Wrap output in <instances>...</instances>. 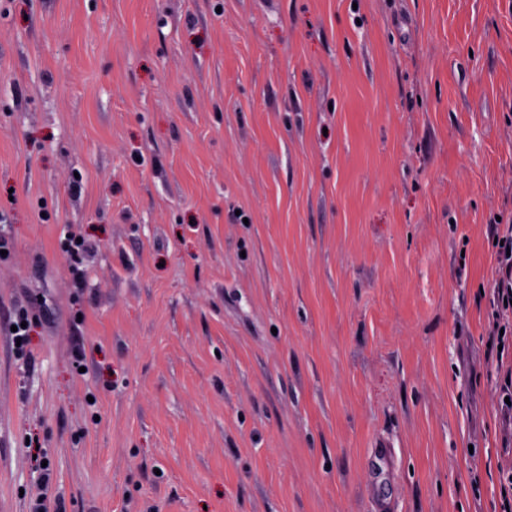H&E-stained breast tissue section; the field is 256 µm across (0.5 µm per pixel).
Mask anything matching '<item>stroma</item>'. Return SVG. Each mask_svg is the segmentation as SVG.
<instances>
[{
  "label": "stroma",
  "mask_w": 512,
  "mask_h": 512,
  "mask_svg": "<svg viewBox=\"0 0 512 512\" xmlns=\"http://www.w3.org/2000/svg\"><path fill=\"white\" fill-rule=\"evenodd\" d=\"M500 217L512 0H0V512H500Z\"/></svg>",
  "instance_id": "obj_1"
}]
</instances>
